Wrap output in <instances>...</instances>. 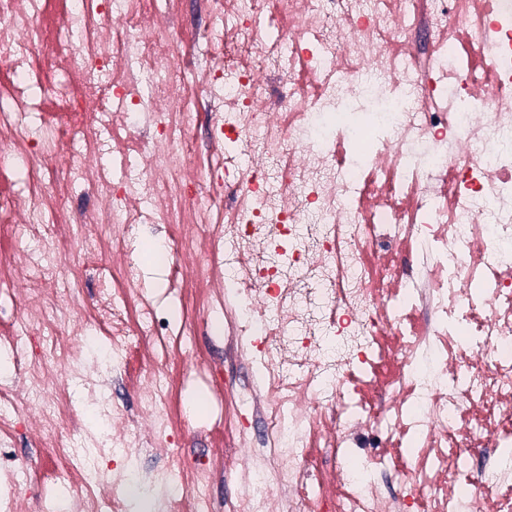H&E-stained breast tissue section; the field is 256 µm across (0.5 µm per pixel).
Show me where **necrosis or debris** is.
<instances>
[{"label":"necrosis or debris","mask_w":512,"mask_h":512,"mask_svg":"<svg viewBox=\"0 0 512 512\" xmlns=\"http://www.w3.org/2000/svg\"><path fill=\"white\" fill-rule=\"evenodd\" d=\"M152 4L84 0L47 28L35 0H0V170H22L26 189H0V305L13 310L0 337L29 344L24 402L0 435L40 402L55 475L84 490L75 512H109L129 483L122 409L95 399L103 429L75 447L79 408L44 388L48 364L72 376L83 363L81 323L64 330L56 311L86 273L107 361L145 366L139 410L159 447L185 422V366L223 394L192 318L178 351L152 345L169 323L143 297L140 230L166 224L168 288L182 303L223 293L209 321L251 350L265 445L148 472L154 512H215L216 470L241 482L240 512H272L280 488L294 512H512V0H206V64L161 48L175 14ZM48 55L63 60L50 80L35 65ZM196 75L224 145L199 179ZM135 118L150 130L139 173L97 168L126 154L117 133ZM79 183L90 204L47 224ZM214 209L221 223L200 221Z\"/></svg>","instance_id":"obj_1"}]
</instances>
